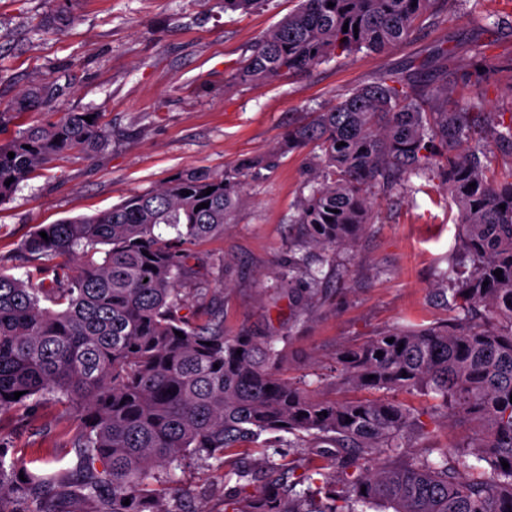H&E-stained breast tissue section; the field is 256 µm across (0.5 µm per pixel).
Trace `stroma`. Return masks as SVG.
Here are the masks:
<instances>
[{
    "mask_svg": "<svg viewBox=\"0 0 512 512\" xmlns=\"http://www.w3.org/2000/svg\"><path fill=\"white\" fill-rule=\"evenodd\" d=\"M297 5L262 0L241 13L225 10L224 0H68L71 22L55 32L40 22L57 0H0V101L35 82L59 90L46 110L12 120L7 136L59 112L102 113L112 133L104 150L59 158L0 205V269L23 275L21 245L38 225L110 209L189 167L221 171L243 156L268 153L289 128L387 73L443 83L452 98H476L485 110L512 113V27L499 24L512 19V0H450L435 23L387 52L238 83L235 72L252 45ZM476 39L493 70L474 86L459 76L477 61ZM309 157L305 149L279 156L274 168L249 181L223 237L188 246L183 295L190 312H202L208 301L192 291L194 280L221 281L217 301L228 335L287 337L288 378L344 401L354 391L326 382L341 352L395 327L451 318L442 274L458 247L457 209L436 172L412 178L407 190L391 196L375 192L372 223L325 261L294 221L299 200L312 188ZM291 255L315 272L316 296L308 295L305 280L287 285L280 279ZM395 399L421 413L410 453L450 451L476 434L464 415H431L430 398L399 393ZM74 426L70 411L59 405L42 409L29 424L0 416V433L34 470L74 468ZM316 454L313 447L282 446L269 459L249 446L232 460L258 473L275 462L300 474ZM176 478L189 495L190 512H224L223 470L189 459Z\"/></svg>",
    "mask_w": 512,
    "mask_h": 512,
    "instance_id": "1",
    "label": "stroma"
}]
</instances>
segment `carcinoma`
<instances>
[{
  "label": "carcinoma",
  "mask_w": 512,
  "mask_h": 512,
  "mask_svg": "<svg viewBox=\"0 0 512 512\" xmlns=\"http://www.w3.org/2000/svg\"><path fill=\"white\" fill-rule=\"evenodd\" d=\"M447 5L299 0L235 78L269 81L335 56L387 50ZM52 96L34 84L0 102V133ZM478 125L512 152L503 113L387 75L288 130L266 155L220 172L189 168L95 215L37 227L22 244L26 277L0 270V414L28 419L47 404L68 408L80 465L71 477L31 471L0 435V512H186L174 486L186 457L222 468L237 449L280 431L292 435L290 448L310 441L348 450L354 470L334 457L337 479L315 466L289 484L272 463L254 499L246 497L254 473L232 467L224 484L237 494L228 505L244 502L237 512H512V168L492 166L491 143L472 133ZM110 137L101 113L64 112L0 143V205L57 157L90 156ZM308 146L314 186L295 222L328 261L372 222L373 187L390 193L437 164L458 211L460 255L445 272L451 322L396 327L336 358L334 384L371 398H319L281 372L276 342L287 337L229 336L220 310L200 322L182 313L186 255L178 246L224 236L247 180L274 167L279 153ZM395 391L432 396L431 414H463L480 437L438 459L408 453L415 408L385 398Z\"/></svg>",
  "instance_id": "1"
}]
</instances>
